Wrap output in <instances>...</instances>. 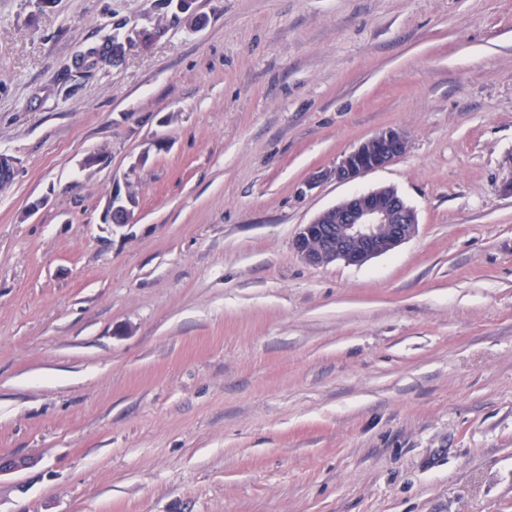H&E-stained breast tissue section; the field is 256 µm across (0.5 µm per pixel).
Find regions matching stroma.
Masks as SVG:
<instances>
[{
  "mask_svg": "<svg viewBox=\"0 0 512 512\" xmlns=\"http://www.w3.org/2000/svg\"><path fill=\"white\" fill-rule=\"evenodd\" d=\"M192 11L0 0V512H512V0ZM380 186L412 238L301 259ZM406 148L407 137L403 131L395 128L383 129L345 154L327 172V176L341 183L355 181L369 172L389 165L402 156ZM417 229L416 211L394 187L383 186L354 193L322 211L309 224L301 225L294 245L313 266L336 262L362 265L392 251Z\"/></svg>",
  "mask_w": 512,
  "mask_h": 512,
  "instance_id": "obj_1",
  "label": "stroma"
}]
</instances>
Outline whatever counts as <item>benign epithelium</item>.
Instances as JSON below:
<instances>
[{"instance_id": "7a95c632", "label": "benign epithelium", "mask_w": 512, "mask_h": 512, "mask_svg": "<svg viewBox=\"0 0 512 512\" xmlns=\"http://www.w3.org/2000/svg\"><path fill=\"white\" fill-rule=\"evenodd\" d=\"M407 137L399 129L386 128L361 141L329 171L315 176L341 183L355 181L402 156ZM418 216L399 192L390 186L354 193L301 225L294 245L302 259L320 266L336 262L362 265L388 253L415 235Z\"/></svg>"}]
</instances>
